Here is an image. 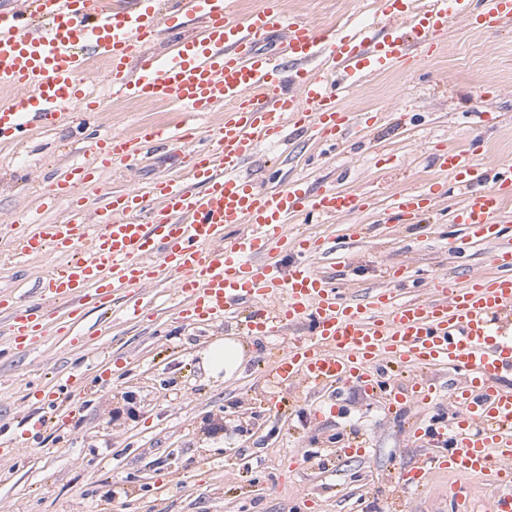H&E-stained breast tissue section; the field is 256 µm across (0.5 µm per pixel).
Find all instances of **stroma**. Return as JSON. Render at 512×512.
Returning <instances> with one entry per match:
<instances>
[{
  "mask_svg": "<svg viewBox=\"0 0 512 512\" xmlns=\"http://www.w3.org/2000/svg\"><path fill=\"white\" fill-rule=\"evenodd\" d=\"M283 4L321 29L387 22L381 0ZM101 75L92 67L87 84L101 102L105 131L133 136L141 125L181 120V112L162 101L113 98ZM341 105L377 113L378 121L328 156L309 137L285 148H258L246 171L265 190L304 178L366 193L369 206L348 222L286 225L285 237H335L346 250L336 282L354 296L391 287L388 274L401 267L414 275L403 290L407 296L426 293L439 275L456 287L491 275L489 248L448 249L459 234L447 221L459 190L410 223L387 218L397 193L446 180L431 162L436 145L459 148L476 137L489 144L488 166L512 160V24L479 30L452 21L432 59L368 76ZM485 108L494 121L471 125L469 113ZM83 120L69 111L56 127L0 143V292L24 293L60 261L50 250L17 264L14 238L63 216L64 205L41 208V196L54 173L92 163ZM191 160L186 148L146 152L134 168L119 164L105 172L102 187H142ZM351 222L362 236L350 246L344 234ZM143 296L148 309L139 323L113 312L105 326L101 310H90L77 325L88 347L52 336L32 353L0 359V458L8 460L0 470V512H451L448 491L457 485L468 492L470 512H482L484 481L471 475L441 472L420 490L397 488V473L415 457L409 428L430 422L431 414L417 408L388 413L380 398L357 388L345 390L332 413L309 399L304 386L269 379L267 363L299 339L300 328L280 338L246 335V304L226 322L183 323L181 298L165 278ZM228 337L245 350L243 371L229 382L205 378L201 353ZM72 375L83 386L71 411L53 410L39 389L65 386ZM31 413L43 416V428L26 425ZM360 436L368 442L365 454H347Z\"/></svg>",
  "mask_w": 512,
  "mask_h": 512,
  "instance_id": "stroma-1",
  "label": "stroma"
}]
</instances>
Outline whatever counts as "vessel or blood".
<instances>
[{
	"label": "vessel or blood",
	"instance_id": "1",
	"mask_svg": "<svg viewBox=\"0 0 512 512\" xmlns=\"http://www.w3.org/2000/svg\"><path fill=\"white\" fill-rule=\"evenodd\" d=\"M410 0H382L387 30H321L287 15L282 0L235 17L227 0H14L0 10V141L23 139L31 130L56 125L63 111L97 112L84 87L92 59L108 62L110 93L126 99H157L201 115L223 105L224 117L208 135L178 123L142 127L135 138H90L94 161L75 164L56 178L43 207L66 202L61 220L40 225L17 244L23 258L53 249L65 262L39 278L27 303L0 293L10 347L24 351L50 334L73 335L86 308L111 310L128 301L127 313L143 311L134 294L161 275L174 277L190 323L226 317L234 306L255 307L245 322L250 335L283 336L295 325L307 338L289 343L270 364L281 385L305 383L310 393L337 397L345 388L382 394L391 411L449 400L444 424L412 427L413 438L446 445L441 454L419 455L400 471L402 485L426 486L436 472L484 473L503 485L489 512H512V330L497 314L512 312V242L502 241V204L512 198V163L488 172L484 151L436 149L439 170L453 175L463 199L452 213L463 226V244L491 247L493 276H477L461 288L434 282L430 297L397 299L389 290L368 296L343 294L318 261L336 257L322 237L288 243L295 258L282 267L272 253L284 244L285 224L300 216H353L362 194L316 188L295 179L274 190L255 185L244 168L256 147L283 145L288 130L337 143L374 123L370 113L340 110L338 103L362 77L401 66L431 52L457 18L477 29L512 21V0H432L415 12ZM199 30L186 28L189 20ZM166 35L164 52L149 46ZM275 47L261 51L260 43ZM327 58L329 73L312 66ZM195 143L183 177L170 175L138 189H103L88 208L77 187L101 186L113 164L146 150ZM445 186L397 195L393 211L407 221L434 208ZM446 366L459 377L450 396L418 376L396 383L393 368Z\"/></svg>",
	"mask_w": 512,
	"mask_h": 512
}]
</instances>
